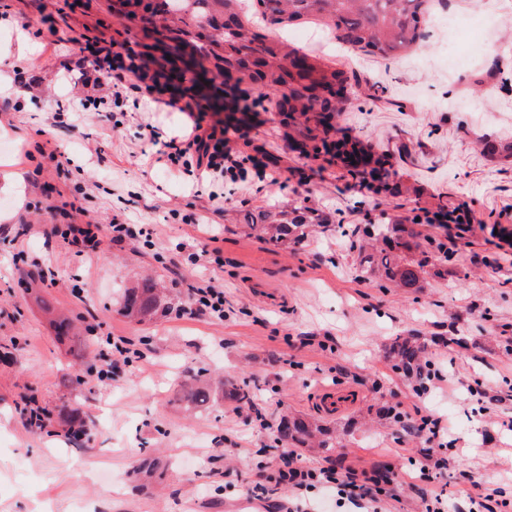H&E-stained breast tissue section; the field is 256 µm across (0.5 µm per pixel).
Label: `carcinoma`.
I'll use <instances>...</instances> for the list:
<instances>
[{
	"label": "carcinoma",
	"mask_w": 512,
	"mask_h": 512,
	"mask_svg": "<svg viewBox=\"0 0 512 512\" xmlns=\"http://www.w3.org/2000/svg\"><path fill=\"white\" fill-rule=\"evenodd\" d=\"M119 13L128 19L154 17L161 21L160 34L169 42V54L181 58L186 45L187 30L167 24V16L190 17L212 30L204 47L205 56L213 57L215 68L237 72V78L224 85L234 89L244 80L258 82L280 94V111L305 121L324 122L323 111L316 109L319 93L330 92L337 84L347 82L345 71L318 64L314 57L280 41L265 42L248 35V25L256 19L274 25H290L302 21L318 25L341 44L353 50L378 53L384 58L403 56L423 36L426 24V0H120ZM325 153L351 175L359 171L351 160L363 154L360 142L343 136L334 143L322 141ZM303 217L295 216L276 224H255L265 241L277 248L286 247L304 237ZM394 224H378L363 230L383 246L359 249L362 272L380 286L394 284L399 288H419L431 254H437L439 269L448 264L452 254L448 245L428 239L426 245L411 242L399 235ZM126 316L140 322L169 307L162 303L158 281L144 278L128 288L123 296ZM426 346L413 336H397L387 348V357L394 368L406 377L421 380L425 370ZM211 398L209 385L193 378L184 384V401L195 409ZM318 438L317 447L328 448L332 437L328 431L304 419L294 418L282 423L275 441H292L300 445Z\"/></svg>",
	"instance_id": "obj_1"
}]
</instances>
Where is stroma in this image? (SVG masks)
Returning <instances> with one entry per match:
<instances>
[{
  "mask_svg": "<svg viewBox=\"0 0 512 512\" xmlns=\"http://www.w3.org/2000/svg\"><path fill=\"white\" fill-rule=\"evenodd\" d=\"M113 0H0V512H280L288 489L252 493L267 465L261 448L286 419L318 421L334 448L292 445L307 467L378 462L403 489L393 512H424L417 460L424 438L395 425L397 412L441 419L457 454L430 489L465 512L470 498L503 489L512 499V262L489 241V226L512 237V158L485 142L512 144V6L474 0L485 33L468 46L471 69L450 72L447 30L425 31L398 59L332 52L289 26L290 41L349 79L328 97V127L288 118L279 96L246 81L222 100L199 97L225 117L265 97L228 136L241 157L274 158L278 183L248 172L242 181L194 184L159 161L160 141L185 135L187 116L131 94L123 110H79L101 96L86 43L116 42L151 65L163 63L141 23L114 12ZM383 157L388 187L367 186L309 146L342 134ZM309 207L304 238L276 249L256 227ZM460 209L482 230L458 240L442 277L411 290L381 288L363 276L339 224L398 223L406 238L439 235L415 216ZM253 224H246L245 216ZM146 224L153 246L106 241L85 261L52 228L62 224ZM29 225L16 237L19 225ZM216 236L221 266L170 269L176 244ZM48 264L57 283L35 275ZM154 273L172 299L169 313L138 323L124 316L123 291ZM224 287V320L187 313L188 281ZM72 318L59 337L51 317ZM127 337L142 353L110 381L96 336ZM418 336L445 377L417 396L413 380L385 356L392 339ZM212 382V397L185 411L184 376ZM247 383L252 402L237 407L222 383ZM500 395L482 412L471 395ZM50 409L45 428L29 421Z\"/></svg>",
  "mask_w": 512,
  "mask_h": 512,
  "instance_id": "stroma-1",
  "label": "stroma"
}]
</instances>
